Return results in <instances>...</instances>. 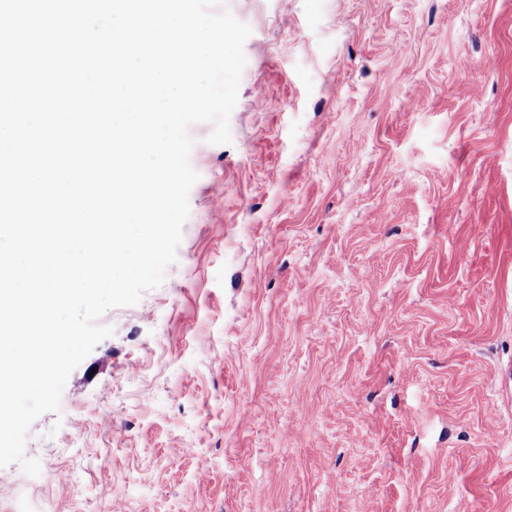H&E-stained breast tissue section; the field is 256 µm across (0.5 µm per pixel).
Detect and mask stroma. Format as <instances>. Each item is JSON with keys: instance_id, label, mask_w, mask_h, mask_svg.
Here are the masks:
<instances>
[{"instance_id": "obj_1", "label": "stroma", "mask_w": 512, "mask_h": 512, "mask_svg": "<svg viewBox=\"0 0 512 512\" xmlns=\"http://www.w3.org/2000/svg\"><path fill=\"white\" fill-rule=\"evenodd\" d=\"M177 258L0 512H512V0H222Z\"/></svg>"}]
</instances>
